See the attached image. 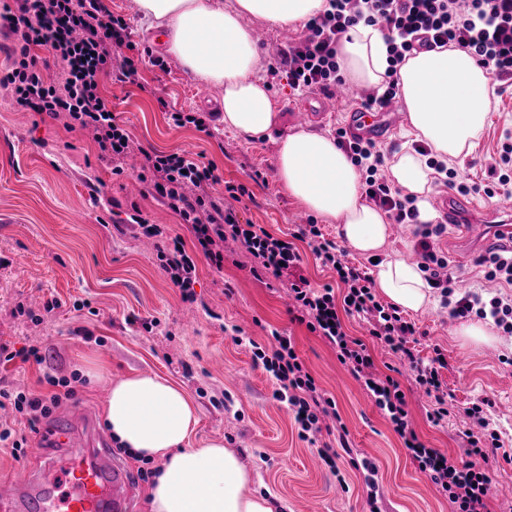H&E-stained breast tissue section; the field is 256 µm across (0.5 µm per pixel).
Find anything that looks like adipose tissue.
Returning a JSON list of instances; mask_svg holds the SVG:
<instances>
[{"instance_id":"ef3b65f1","label":"adipose tissue","mask_w":512,"mask_h":512,"mask_svg":"<svg viewBox=\"0 0 512 512\" xmlns=\"http://www.w3.org/2000/svg\"><path fill=\"white\" fill-rule=\"evenodd\" d=\"M137 3L146 20L167 31L168 52L201 83L222 89L224 127L247 141L269 135L278 106L260 75L263 64L246 18L296 26L324 7L323 0ZM340 63L349 82L379 87L388 68L382 32L361 24L350 28L341 41ZM398 87L411 142L392 156L389 175L416 197L420 221L432 222L435 172L412 144L427 143L444 161L468 156L490 119L497 84L470 54L451 46L406 58ZM277 173L289 196L334 223L349 249L376 259L373 286L392 306L414 314L432 306V290L418 264L387 254V215L364 198L353 162L333 137L305 128L288 133L279 141ZM105 421L120 447L156 465L149 512H275V499L254 492L248 468L223 441L192 447L198 418L180 387L157 376L121 378L111 387Z\"/></svg>"}]
</instances>
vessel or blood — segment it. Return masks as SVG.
<instances>
[{
	"label": "vessel or blood",
	"mask_w": 512,
	"mask_h": 512,
	"mask_svg": "<svg viewBox=\"0 0 512 512\" xmlns=\"http://www.w3.org/2000/svg\"><path fill=\"white\" fill-rule=\"evenodd\" d=\"M358 97L356 87H337L331 98L320 99L318 105L302 102L295 111V119L309 122L316 108H327L332 102L339 105L354 102ZM348 129L353 135L374 139L382 138L387 132L373 113L359 110L351 112ZM436 204L447 209L449 223L466 225L468 235H475L477 229L483 228L491 240L512 236L511 198L499 201L493 210L486 212L476 204L451 196L437 199ZM32 453L41 458L51 454L58 456L65 460L66 472L57 481L44 471L14 470L5 503L7 512H131L136 486L116 462L91 418L77 423L63 421L52 447H45L37 440Z\"/></svg>",
	"instance_id": "1"
}]
</instances>
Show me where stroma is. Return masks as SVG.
Returning a JSON list of instances; mask_svg holds the SVG:
<instances>
[{
    "mask_svg": "<svg viewBox=\"0 0 512 512\" xmlns=\"http://www.w3.org/2000/svg\"><path fill=\"white\" fill-rule=\"evenodd\" d=\"M123 16L130 39L149 46L160 65L143 62L142 93L104 80L103 92L135 144L160 151H183L213 164L226 186L245 187L234 207L242 221L283 237L312 214L288 196L277 177V142L296 129L293 112L302 97L286 81H269L280 119L270 137L247 141L218 129L213 135L194 126L178 127L159 100L184 112H219L221 89L199 82L180 62L155 45L156 30L143 20L137 0H109ZM52 118L17 108L0 88V344L15 351L38 346L43 363H0V390L42 391L45 369L71 379V406L104 424L112 380L158 375L182 387L192 400L198 424L192 444L222 440L252 471L254 487L273 494L287 512H368L364 476L350 457L367 458L378 474L381 512H449L447 499L412 464L400 436L371 395L350 375L335 351L306 325L295 321L285 288L257 281L250 255L233 241L224 244L223 267L199 259L195 299L183 301L158 259L161 242L138 235L127 223L140 211L153 224L185 234L178 216L137 176L138 156L118 161L101 156L92 131L68 128ZM512 130V87H506L473 152L452 163L455 184L470 186L479 207L494 206L481 192L490 182V158L506 130ZM440 246L447 251L459 285L490 299L498 290L474 264L477 246L463 242L458 225L448 227ZM415 353L440 348L448 361L442 376L455 413L433 425L425 400L413 390L407 365L380 344L368 348L380 375L397 380L409 393L410 420L420 440L449 456H463L469 428L462 410L487 400L490 426L512 448V335L496 332L493 343L464 344L460 319L440 305L414 315ZM152 330H144V323ZM243 329L263 346L273 332L289 336L318 387L336 402L348 435L322 430L317 444L298 436L288 407L273 397L275 385L254 364L247 345L233 342L229 326ZM336 450L335 466L320 460L317 445ZM349 452H342V445Z\"/></svg>",
    "mask_w": 512,
    "mask_h": 512,
    "instance_id": "35a3bbf8",
    "label": "stroma"
}]
</instances>
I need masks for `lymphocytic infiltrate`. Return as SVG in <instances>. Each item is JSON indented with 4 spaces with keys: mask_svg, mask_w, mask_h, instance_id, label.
<instances>
[{
    "mask_svg": "<svg viewBox=\"0 0 512 512\" xmlns=\"http://www.w3.org/2000/svg\"><path fill=\"white\" fill-rule=\"evenodd\" d=\"M0 19L14 38L11 66L0 76V85L9 89L14 103L53 118L67 114L73 123L93 131L101 154L122 158L131 153V134L116 121L100 88L105 75L116 83L141 84L139 61L126 53L131 46L126 20L105 9L102 0H14L13 6L0 12ZM361 23L384 32L389 61V78L381 90L363 95L365 110L385 111L396 98L397 68L407 56L451 44L466 49L494 79H512V0H326L325 9L306 22L305 34L269 61V75L286 78L301 93H327L343 85L339 44L349 28ZM37 48L61 62L63 82L45 79L33 56ZM335 135L338 147L362 175L366 199L395 223L411 225L419 266L430 288L439 290L450 316L488 317L512 335V249L490 251L474 260L486 280L499 284L500 293L487 301L470 291L455 294L448 256L437 244L444 225L420 223L414 198L387 178L386 155L372 139L348 134L342 127ZM142 156V174L149 176L154 191L179 216L193 241L188 244L181 235H166L164 228L137 213L129 223L145 236H165L158 257L171 281L182 289L184 300L194 298L196 254L219 267L224 261L221 243L239 242L252 258L251 272L258 281L270 288L285 283L297 321L333 348L338 361L370 393L416 469L446 496L450 512H489L490 464L499 458L512 462V453L502 450L499 436H492L485 448L472 444L459 460L427 447L411 425L408 399L399 382L380 377L364 341L345 332L341 314L363 318L371 338L410 366L416 389L428 398V421L437 426L447 420L453 405L440 374L448 366L444 354L437 348L430 359L417 358L409 344L416 333L414 323L405 320L398 308L377 299L366 266L349 261L346 251L326 238L320 225H298L290 238L282 239L261 225L242 223L223 197L212 194V186L221 181L212 166L179 152L146 150ZM301 242L323 267L335 272L336 285L316 288L299 273ZM275 341L269 348L252 343L253 361L273 379L274 398L294 412L300 438L316 443L322 418L339 416L336 402L321 392L299 362L290 337L279 335ZM43 380L49 392L20 391L10 397L16 416L32 430L50 418L64 399L61 378L47 372Z\"/></svg>",
    "mask_w": 512,
    "mask_h": 512,
    "instance_id": "obj_1",
    "label": "lymphocytic infiltrate"
}]
</instances>
